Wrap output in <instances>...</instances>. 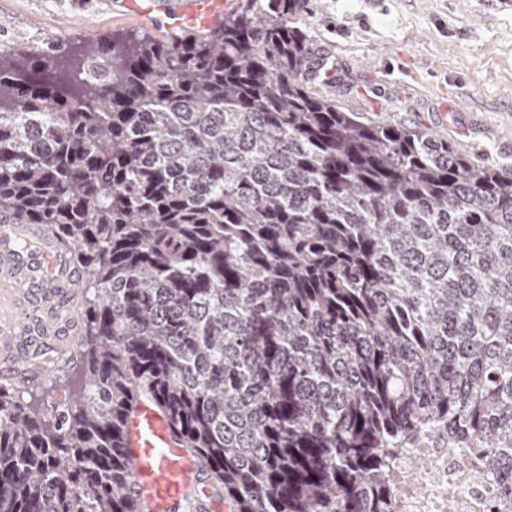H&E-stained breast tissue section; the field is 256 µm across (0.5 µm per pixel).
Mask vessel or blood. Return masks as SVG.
Instances as JSON below:
<instances>
[{
	"mask_svg": "<svg viewBox=\"0 0 512 512\" xmlns=\"http://www.w3.org/2000/svg\"><path fill=\"white\" fill-rule=\"evenodd\" d=\"M233 0H186L178 9L153 0L147 13L153 27L168 32L206 29ZM61 253L42 227L0 225V364L21 384L38 372L16 355L19 335L59 336L63 324L77 318L76 283ZM126 458L129 489L145 512H215L219 494L193 455L174 437L166 413L144 400L127 420Z\"/></svg>",
	"mask_w": 512,
	"mask_h": 512,
	"instance_id": "vessel-or-blood-1",
	"label": "vessel or blood"
}]
</instances>
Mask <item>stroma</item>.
Returning a JSON list of instances; mask_svg holds the SVG:
<instances>
[{
	"label": "stroma",
	"mask_w": 512,
	"mask_h": 512,
	"mask_svg": "<svg viewBox=\"0 0 512 512\" xmlns=\"http://www.w3.org/2000/svg\"><path fill=\"white\" fill-rule=\"evenodd\" d=\"M320 92L367 121L421 128L512 160V0H309ZM102 39H167L122 0H0V55Z\"/></svg>",
	"instance_id": "35a3bbf8"
}]
</instances>
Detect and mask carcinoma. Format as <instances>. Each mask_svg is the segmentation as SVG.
Segmentation results:
<instances>
[{
	"label": "carcinoma",
	"mask_w": 512,
	"mask_h": 512,
	"mask_svg": "<svg viewBox=\"0 0 512 512\" xmlns=\"http://www.w3.org/2000/svg\"><path fill=\"white\" fill-rule=\"evenodd\" d=\"M306 2L0 57V224L85 275L62 408L0 384V512H144L143 398L231 512H397L434 431L512 492V167L319 94Z\"/></svg>",
	"instance_id": "1"
}]
</instances>
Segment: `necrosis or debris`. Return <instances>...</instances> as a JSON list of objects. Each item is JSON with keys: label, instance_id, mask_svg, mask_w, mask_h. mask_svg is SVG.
<instances>
[{"label": "necrosis or debris", "instance_id": "necrosis-or-debris-1", "mask_svg": "<svg viewBox=\"0 0 512 512\" xmlns=\"http://www.w3.org/2000/svg\"><path fill=\"white\" fill-rule=\"evenodd\" d=\"M387 464L399 512H512V499L498 493L479 465L461 467L440 433L391 450Z\"/></svg>", "mask_w": 512, "mask_h": 512}]
</instances>
